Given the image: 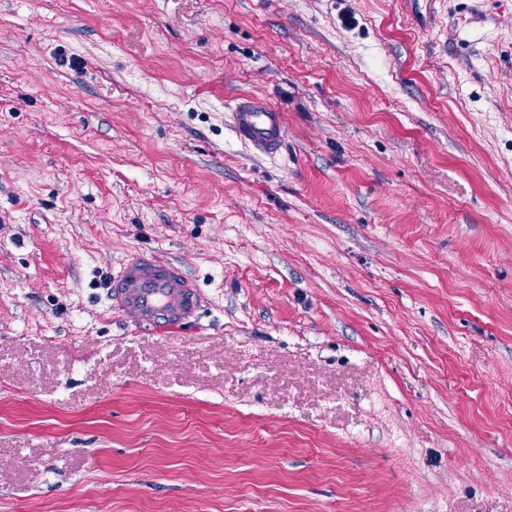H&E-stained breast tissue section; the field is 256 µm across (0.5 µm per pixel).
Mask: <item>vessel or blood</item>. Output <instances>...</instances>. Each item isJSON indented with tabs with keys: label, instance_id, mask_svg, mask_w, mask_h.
<instances>
[{
	"label": "vessel or blood",
	"instance_id": "obj_1",
	"mask_svg": "<svg viewBox=\"0 0 512 512\" xmlns=\"http://www.w3.org/2000/svg\"><path fill=\"white\" fill-rule=\"evenodd\" d=\"M232 128L242 142L267 154H278L285 136L281 110L266 99L235 98ZM109 306L134 313L140 330L165 335L191 324L201 306L196 280L177 262L163 263L139 254L129 258L106 283Z\"/></svg>",
	"mask_w": 512,
	"mask_h": 512
}]
</instances>
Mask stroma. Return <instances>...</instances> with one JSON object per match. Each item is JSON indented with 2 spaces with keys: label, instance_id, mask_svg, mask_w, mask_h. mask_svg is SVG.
I'll use <instances>...</instances> for the list:
<instances>
[{
  "label": "stroma",
  "instance_id": "35a3bbf8",
  "mask_svg": "<svg viewBox=\"0 0 512 512\" xmlns=\"http://www.w3.org/2000/svg\"><path fill=\"white\" fill-rule=\"evenodd\" d=\"M434 7L0 0V512H512V0ZM232 128L242 142L267 155L280 152L285 136L281 110L266 99L239 96L232 106ZM105 290L111 309L134 313L137 327L155 335L191 324L202 302L196 280L182 264L159 262L147 254L129 258Z\"/></svg>",
  "mask_w": 512,
  "mask_h": 512
}]
</instances>
